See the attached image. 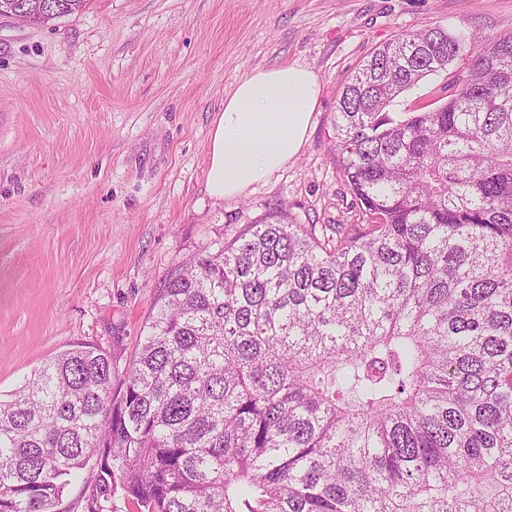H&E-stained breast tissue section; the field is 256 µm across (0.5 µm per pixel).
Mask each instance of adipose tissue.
<instances>
[{
    "label": "adipose tissue",
    "instance_id": "obj_1",
    "mask_svg": "<svg viewBox=\"0 0 512 512\" xmlns=\"http://www.w3.org/2000/svg\"><path fill=\"white\" fill-rule=\"evenodd\" d=\"M319 94L317 74L299 64L259 69L243 78L210 129L209 194L223 201L239 198L294 159Z\"/></svg>",
    "mask_w": 512,
    "mask_h": 512
}]
</instances>
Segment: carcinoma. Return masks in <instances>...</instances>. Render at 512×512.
<instances>
[{"mask_svg": "<svg viewBox=\"0 0 512 512\" xmlns=\"http://www.w3.org/2000/svg\"><path fill=\"white\" fill-rule=\"evenodd\" d=\"M332 129L360 223L281 212L184 260L116 389L93 344L43 362L0 398V512H59L98 458L83 512H512V34L395 36ZM448 83V75L439 73L421 81L412 90L404 93L390 107L391 112H412L419 103L429 102L446 97L444 86Z\"/></svg>", "mask_w": 512, "mask_h": 512, "instance_id": "carcinoma-1", "label": "carcinoma"}]
</instances>
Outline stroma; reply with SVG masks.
Returning <instances> with one entry per match:
<instances>
[{
    "mask_svg": "<svg viewBox=\"0 0 512 512\" xmlns=\"http://www.w3.org/2000/svg\"><path fill=\"white\" fill-rule=\"evenodd\" d=\"M434 25L504 34L512 0H87L44 27L0 19V393L77 342L124 378L166 276L279 207L355 223L330 152L341 87L378 44ZM292 63L321 85L300 153L212 198L225 99Z\"/></svg>",
    "mask_w": 512,
    "mask_h": 512,
    "instance_id": "stroma-1",
    "label": "stroma"
}]
</instances>
